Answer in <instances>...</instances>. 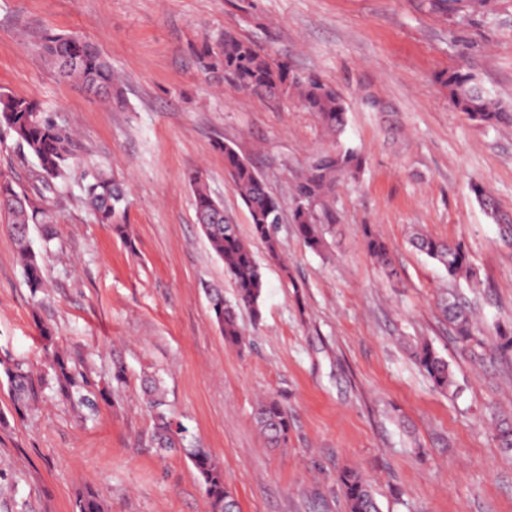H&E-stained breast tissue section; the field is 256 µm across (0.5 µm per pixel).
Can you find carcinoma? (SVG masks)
I'll return each mask as SVG.
<instances>
[{"label": "carcinoma", "instance_id": "cac0c4a2", "mask_svg": "<svg viewBox=\"0 0 512 512\" xmlns=\"http://www.w3.org/2000/svg\"><path fill=\"white\" fill-rule=\"evenodd\" d=\"M41 50L53 66L65 68L66 78L97 95H105V99L114 104L123 102L109 57L92 43L75 35H48ZM196 55L204 70L224 71V76L244 92L282 90L286 94H295L304 109L312 113L335 139V147L313 157L294 186L291 220L296 234L309 250L323 252L327 248L326 235L338 222L334 208L336 184L342 179L357 178L366 165V157L360 150L337 140L346 126L344 98L319 76L295 73L287 62L273 59L257 44L230 33L217 41H203L197 47ZM443 83L448 88V101L453 108L471 120L487 127L512 124V107L489 98L469 73L452 72ZM0 129L7 131L19 148L37 161L33 175L36 200L10 181L0 179V213L7 216L24 280L32 293L37 294L43 291L45 282L40 254L31 246L28 229L37 224L42 227L44 242L55 238L50 210L44 203L45 193L52 191L56 182L67 178L75 158V144L71 133L58 125L38 102L6 92H0ZM223 150L224 167L248 210L253 235L264 242L269 255L275 257L278 238L270 213L280 206V202L270 194L249 161L228 144ZM190 183L197 223L205 226L203 234L211 251L224 262L225 271L235 284V295L231 300L224 299L220 290H211V319L224 337V343L239 347L244 344L245 336L238 311L245 308L256 318L260 315L264 290L261 267L236 225L209 223L214 198L206 185L196 180V175L190 176ZM473 192L486 215L499 225L502 243L512 246V214L502 212L496 199L482 185H474ZM83 194L85 204L98 223L110 226L120 238H129L126 191L121 184L111 176L95 171L86 177ZM361 228L369 254L381 265L384 275L393 278L396 272L390 264L386 242L372 225L363 224ZM410 245L442 266L453 282L472 280L476 276L467 251L459 242H444L417 232L410 239ZM440 303L455 341L471 349L482 347L473 308L452 291L444 292ZM496 339L499 352H512L511 322L497 325ZM410 356L435 389L455 395L461 392L448 361L428 341H415L410 346ZM49 359L50 378L37 381L19 364L7 357L0 358V372L9 384L16 414H23L37 399L38 384L55 389L59 396L90 413L97 409L98 399H106L108 390L98 388L91 375L77 369L67 352L53 347L49 350ZM145 393L154 412L153 438L157 447L180 448L192 460L203 484L208 512H239L237 500L224 484L223 469L209 453L192 445L187 429L167 408L164 391L152 382L145 387ZM255 421L259 432L272 446L279 447L287 442L290 421L277 401H263L256 411ZM338 482L346 512H380L370 484L359 471H342ZM76 512H103V506L95 493L86 492L77 502Z\"/></svg>", "mask_w": 512, "mask_h": 512}]
</instances>
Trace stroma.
Wrapping results in <instances>:
<instances>
[{
    "label": "stroma",
    "instance_id": "1",
    "mask_svg": "<svg viewBox=\"0 0 512 512\" xmlns=\"http://www.w3.org/2000/svg\"><path fill=\"white\" fill-rule=\"evenodd\" d=\"M227 32L346 100L342 140L368 161L336 187L339 222L324 253L288 222L277 228L278 258L253 235L224 145L288 212L297 176L332 141L297 98L248 94L200 70L196 48ZM48 34L98 45L122 77L123 105L60 76L37 49ZM458 69L512 105V0L448 15L428 0H0V91L37 101L76 138L68 179L50 197L57 236L46 243L31 231L46 293L25 283L0 215V349L37 377L52 342L100 384L117 361L126 378L94 416L47 389L20 418L0 377L13 512H73L88 489L105 512H207L187 455L152 442L141 393L149 375L223 468L240 512H345L346 468L370 481L381 512H512V451L496 431L512 422V354L493 346L495 325L512 321V248L472 190L482 184L512 212V125L488 128L451 106L441 78ZM35 170L0 133V177L28 191ZM96 170L127 188L129 239L82 202ZM195 172L263 273L260 317L238 313L239 348L210 318L209 290L230 299L235 286L196 222ZM365 224L388 244L399 280L367 252ZM418 228L463 243L478 287L450 283L413 250ZM449 287L480 316L482 357L452 339L438 308ZM404 337L428 339L448 360L459 396L432 387ZM265 399L288 412L286 447H269L256 428Z\"/></svg>",
    "mask_w": 512,
    "mask_h": 512
}]
</instances>
